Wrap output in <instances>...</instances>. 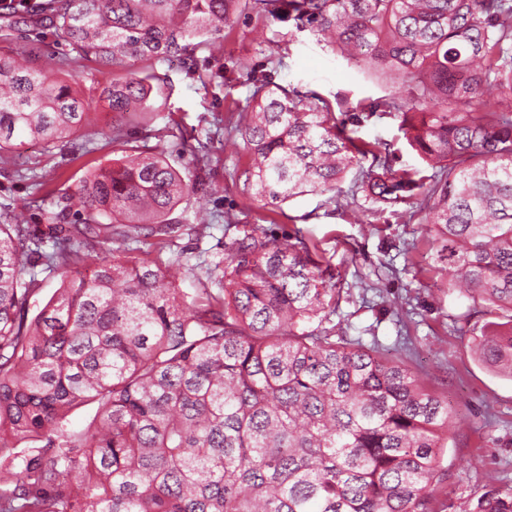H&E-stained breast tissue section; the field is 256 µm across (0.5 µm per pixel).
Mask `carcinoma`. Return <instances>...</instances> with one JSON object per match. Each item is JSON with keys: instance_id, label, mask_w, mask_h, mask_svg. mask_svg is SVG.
Segmentation results:
<instances>
[{"instance_id": "carcinoma-1", "label": "carcinoma", "mask_w": 512, "mask_h": 512, "mask_svg": "<svg viewBox=\"0 0 512 512\" xmlns=\"http://www.w3.org/2000/svg\"><path fill=\"white\" fill-rule=\"evenodd\" d=\"M262 2L401 80L370 109L397 114L426 168L394 169V144H360L320 95L254 74L230 127L251 157L243 190L273 210L360 167L352 192L410 206L443 242L448 287L501 313L472 344L512 378V0ZM246 5L0 0L9 26L34 22L112 73L85 95L0 48V154L27 140L67 149L98 97L150 117L167 90L156 65L193 71L191 39L214 44ZM132 150L82 178L79 219L58 197L46 235L0 212V512H432L456 413L403 362L336 334L335 273L306 243L245 230L192 295L177 259L100 257L150 238L163 252L185 196L213 195L157 148ZM94 253L92 274L72 277ZM39 264L61 283L31 317ZM93 403L74 429L71 412ZM474 512H512V494L486 484Z\"/></svg>"}]
</instances>
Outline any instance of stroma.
<instances>
[{"mask_svg": "<svg viewBox=\"0 0 512 512\" xmlns=\"http://www.w3.org/2000/svg\"><path fill=\"white\" fill-rule=\"evenodd\" d=\"M38 32L34 24L9 29L0 47L9 43L36 53V65L47 70L86 76L81 63L65 60L64 46L40 40ZM223 44L218 58L208 49L197 50L195 74H186L176 61L160 65L171 81L165 108L157 120L129 127L133 136H150L185 166L193 160L187 142L219 135L202 177L222 184L224 193L203 211L193 197L176 208L173 219L188 230L176 240L172 255L192 266L193 277H203L201 261L223 252L225 241L242 226L257 224L268 238L296 237L317 247L336 269L340 299L334 324L349 339L378 345L384 356L401 360L458 415L442 458L447 478L434 495V512H472L488 475L500 491L512 492V379L492 372L471 352L472 336L498 314L444 285L439 244L426 225L398 219L392 207L347 192L333 202L323 194H307L273 212L251 200L242 181L232 177L248 166L250 156L229 146L218 122L229 119L230 109L245 107L253 70L282 86L318 93L340 119L359 117L355 138L394 143L396 168L421 167L399 118L367 111L370 102L389 94V85L328 52L311 28L257 9L236 16ZM76 141L86 151L74 157L44 154L38 141L0 154V208L24 211V201L40 181L56 194L75 193L88 170L114 156L101 136L81 130ZM224 212L232 215V224H212L213 215Z\"/></svg>", "mask_w": 512, "mask_h": 512, "instance_id": "35a3bbf8", "label": "stroma"}]
</instances>
